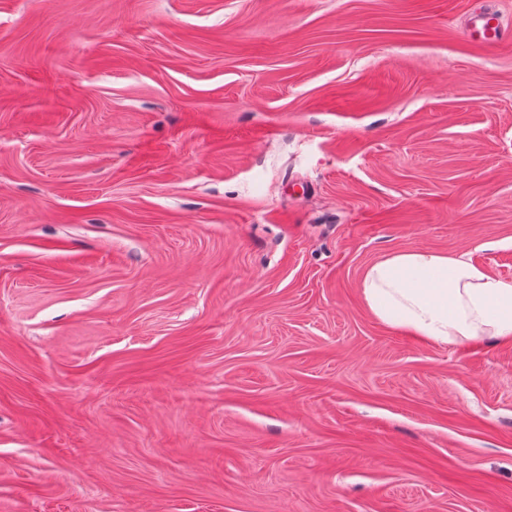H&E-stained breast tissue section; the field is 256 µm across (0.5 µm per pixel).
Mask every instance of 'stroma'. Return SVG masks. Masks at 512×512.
Here are the masks:
<instances>
[{
    "instance_id": "1",
    "label": "stroma",
    "mask_w": 512,
    "mask_h": 512,
    "mask_svg": "<svg viewBox=\"0 0 512 512\" xmlns=\"http://www.w3.org/2000/svg\"><path fill=\"white\" fill-rule=\"evenodd\" d=\"M512 0H0V512H512ZM361 294L379 320L435 344L512 340V279L465 256L393 253L366 270Z\"/></svg>"
}]
</instances>
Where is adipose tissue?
<instances>
[{
    "mask_svg": "<svg viewBox=\"0 0 512 512\" xmlns=\"http://www.w3.org/2000/svg\"><path fill=\"white\" fill-rule=\"evenodd\" d=\"M361 294L379 320L435 344L512 340V279L463 256L393 253L366 270Z\"/></svg>",
    "mask_w": 512,
    "mask_h": 512,
    "instance_id": "obj_1",
    "label": "adipose tissue"
}]
</instances>
